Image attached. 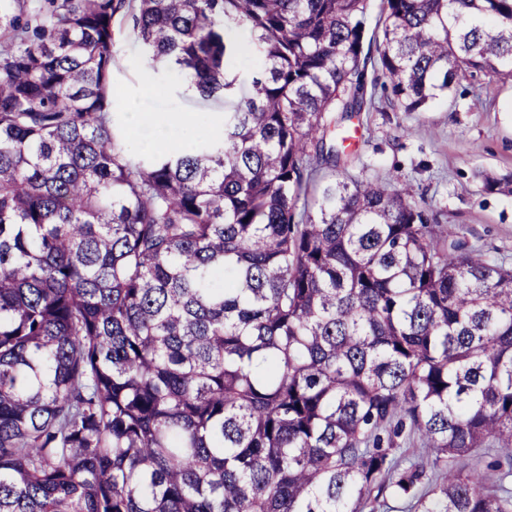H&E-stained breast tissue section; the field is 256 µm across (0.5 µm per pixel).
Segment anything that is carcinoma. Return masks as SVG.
I'll use <instances>...</instances> for the list:
<instances>
[{
    "mask_svg": "<svg viewBox=\"0 0 512 512\" xmlns=\"http://www.w3.org/2000/svg\"><path fill=\"white\" fill-rule=\"evenodd\" d=\"M0 0V512H512V269L326 117L512 79V0ZM250 40L236 43L233 29ZM224 101L129 148L117 43ZM372 80H367L368 71ZM512 193V175H482ZM304 207H298V203ZM431 450L441 483L395 458Z\"/></svg>",
    "mask_w": 512,
    "mask_h": 512,
    "instance_id": "carcinoma-1",
    "label": "carcinoma"
}]
</instances>
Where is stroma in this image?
<instances>
[{"label":"stroma","instance_id":"1","mask_svg":"<svg viewBox=\"0 0 512 512\" xmlns=\"http://www.w3.org/2000/svg\"><path fill=\"white\" fill-rule=\"evenodd\" d=\"M119 49L117 112L204 113L220 120L223 104L203 102L183 81L169 80L165 95L152 94L142 81L139 47L126 37ZM327 136L338 152L337 176L412 185L449 238L512 267V194L486 192L479 180L483 173L512 174L511 82L469 75L454 84L450 97L418 112L403 111L380 93L374 106L342 120Z\"/></svg>","mask_w":512,"mask_h":512}]
</instances>
